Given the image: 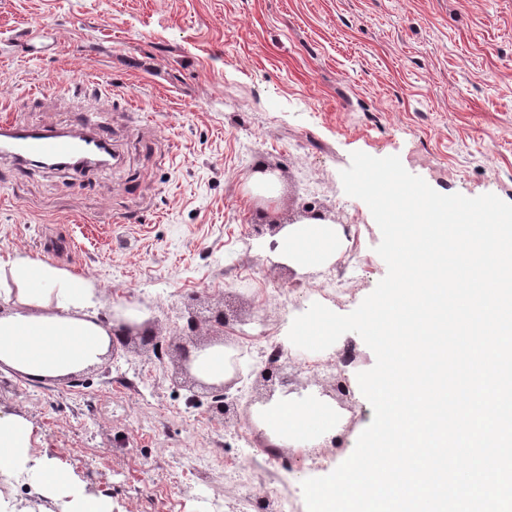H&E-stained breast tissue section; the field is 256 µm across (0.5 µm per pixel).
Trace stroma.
<instances>
[{
    "label": "stroma",
    "mask_w": 512,
    "mask_h": 512,
    "mask_svg": "<svg viewBox=\"0 0 512 512\" xmlns=\"http://www.w3.org/2000/svg\"><path fill=\"white\" fill-rule=\"evenodd\" d=\"M53 49L16 39L36 25ZM95 113L111 166L0 168V256L23 253L88 279L103 318L147 310L160 344L188 309L224 307L230 418L176 353L128 349L75 378L0 371V408L34 429L32 452L67 468L110 512H277L284 491L330 474L373 418L357 382L375 355L356 333L288 346L290 388L261 377L316 293L352 312L386 275L382 235L340 173L353 152L399 156L442 194L512 203V0H0V118L70 129ZM273 169L274 208L253 177ZM317 215L350 227L328 266L298 274L266 251L278 224ZM320 398L341 425L311 448L267 456L260 409ZM209 470L196 468L199 457Z\"/></svg>",
    "instance_id": "35a3bbf8"
}]
</instances>
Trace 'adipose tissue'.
<instances>
[{
	"label": "adipose tissue",
	"instance_id": "ef3b65f1",
	"mask_svg": "<svg viewBox=\"0 0 512 512\" xmlns=\"http://www.w3.org/2000/svg\"><path fill=\"white\" fill-rule=\"evenodd\" d=\"M345 243L342 225L311 218L284 227L273 256L301 272L333 263ZM1 298L13 308L0 314V371L30 381L60 379L100 363L112 347V326L98 315L95 288L54 262L23 254L0 258ZM191 369L203 381L223 382L230 370L223 344L196 350ZM264 422L277 444L314 425L326 434L336 430L333 409L315 399L273 401ZM31 444L30 422L0 409V477L27 476L38 498L58 503L60 512H105L99 498L75 487L68 469L35 459Z\"/></svg>",
	"mask_w": 512,
	"mask_h": 512
}]
</instances>
